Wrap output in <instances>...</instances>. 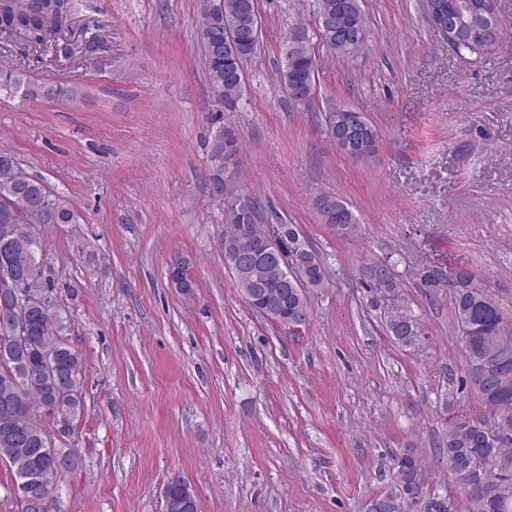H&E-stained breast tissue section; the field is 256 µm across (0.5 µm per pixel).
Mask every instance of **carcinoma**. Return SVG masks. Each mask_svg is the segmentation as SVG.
I'll list each match as a JSON object with an SVG mask.
<instances>
[{"label": "carcinoma", "instance_id": "obj_1", "mask_svg": "<svg viewBox=\"0 0 512 512\" xmlns=\"http://www.w3.org/2000/svg\"><path fill=\"white\" fill-rule=\"evenodd\" d=\"M73 0H0V29L6 32L22 30L33 43L59 46ZM339 14L346 25L359 30L348 42H336V37L317 28L322 40L332 42L331 51L342 57L354 55L366 48L369 41L367 19L361 0H318L315 19L326 14ZM257 14L255 0H205L197 23V36L205 61L206 77L217 101L233 104L243 87L242 63L257 50L260 32H252ZM291 39L280 46L279 77L288 96L298 106L308 107L300 100L299 91L316 90V62L304 31L294 30ZM0 90L36 94L25 70H0ZM328 132L350 131L358 143L355 159L369 156L375 150L378 130L365 113L336 106L327 117ZM239 152V143L229 130H221L212 143L211 156L216 170L209 178L211 194L224 197V169ZM46 186L39 180L23 175L12 166V157L0 154V265L8 263L18 271L17 280L32 282L39 293L52 295L54 280L51 266L38 234L23 233L27 205L46 201L55 214V224H72L77 216L69 202L61 196L45 194ZM316 207L321 221L341 233H349L356 217L349 207L334 196H322ZM254 210L249 201L232 202L224 207L227 229L221 247L224 267L231 274L240 295L247 296L263 289L260 300L273 299L265 308V318L276 325L285 324L308 309L311 292L323 287L327 279L324 260L307 248L298 232L279 240L284 258L291 261L302 275L300 282L284 284L285 266L269 268L252 278L236 272L234 254L245 248L258 249L266 236L267 227L259 224L252 236L238 234L240 224L252 223L245 210ZM174 270L170 283L182 288L181 294L193 292L194 281L189 272L190 262L182 256L173 258ZM373 287L385 298H397L401 283L395 276L369 277ZM454 312L462 332L465 369L462 382L468 392L496 419L512 427V364L507 369L492 372L478 380L471 371L472 360L486 355L498 339L512 340L509 320L486 289L475 282L474 275L461 269L454 282ZM28 339L9 358H0V462L12 475L13 492L21 512H31L27 501V477L49 473L60 457L68 453L55 447L45 424L60 418L70 421L84 409L82 399L83 366L81 354L67 336L68 316L54 299L28 316ZM385 328L399 345H414L422 335L418 320L402 309L387 316ZM448 468L459 480L466 496V512H512V477H505L494 464L500 457L512 458V433L491 435L484 422L464 414L448 418L446 444ZM482 464L478 489L472 491L463 479L462 470L475 463ZM425 470L412 452L393 460L389 488L378 497L388 503L386 512H432L428 497L423 494ZM163 495L180 507L174 512H198L199 504L191 484L181 477L167 481Z\"/></svg>", "mask_w": 512, "mask_h": 512}]
</instances>
